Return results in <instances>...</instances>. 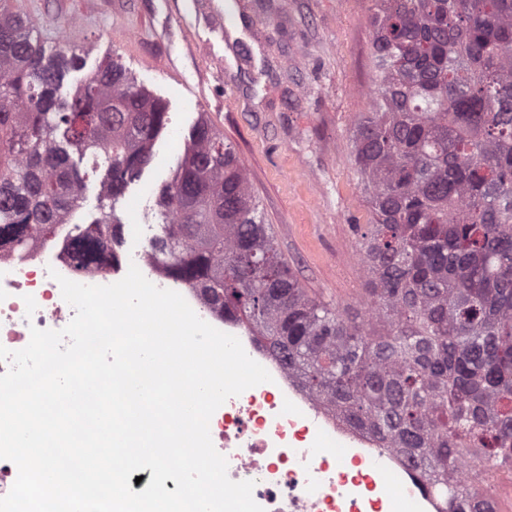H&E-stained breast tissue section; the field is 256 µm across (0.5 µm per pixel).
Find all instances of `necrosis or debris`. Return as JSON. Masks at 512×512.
Here are the masks:
<instances>
[{
    "label": "necrosis or debris",
    "instance_id": "4bbe7bcc",
    "mask_svg": "<svg viewBox=\"0 0 512 512\" xmlns=\"http://www.w3.org/2000/svg\"><path fill=\"white\" fill-rule=\"evenodd\" d=\"M61 276L77 278L65 239L23 259L0 253L1 346L19 350L31 328L68 325L75 311L62 298ZM181 294L200 319L237 337L272 377L229 398L209 423L230 479L253 481V499L264 512H443V499L408 460L320 407L235 317L215 311L192 289Z\"/></svg>",
    "mask_w": 512,
    "mask_h": 512
}]
</instances>
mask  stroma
Segmentation results:
<instances>
[{
  "label": "stroma",
  "instance_id": "1",
  "mask_svg": "<svg viewBox=\"0 0 512 512\" xmlns=\"http://www.w3.org/2000/svg\"><path fill=\"white\" fill-rule=\"evenodd\" d=\"M54 41L84 49L72 94L108 56L166 99L170 122L116 207L121 254L149 252L155 199L191 128L206 117L230 141L279 250L303 287L362 314L357 260L367 203L350 137L372 88L371 0H13Z\"/></svg>",
  "mask_w": 512,
  "mask_h": 512
}]
</instances>
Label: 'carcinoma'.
I'll list each match as a JSON object with an SVG mask.
<instances>
[{"instance_id":"cac0c4a2","label":"carcinoma","mask_w":512,"mask_h":512,"mask_svg":"<svg viewBox=\"0 0 512 512\" xmlns=\"http://www.w3.org/2000/svg\"><path fill=\"white\" fill-rule=\"evenodd\" d=\"M374 102L352 156L370 208L364 315L299 283L231 144L196 125L158 192L151 255L229 312L335 417L410 460L459 506L512 471V0H372ZM0 0V247L22 256L86 202L74 271L119 257L117 200L167 126L164 101L114 59L73 94L80 50Z\"/></svg>"}]
</instances>
